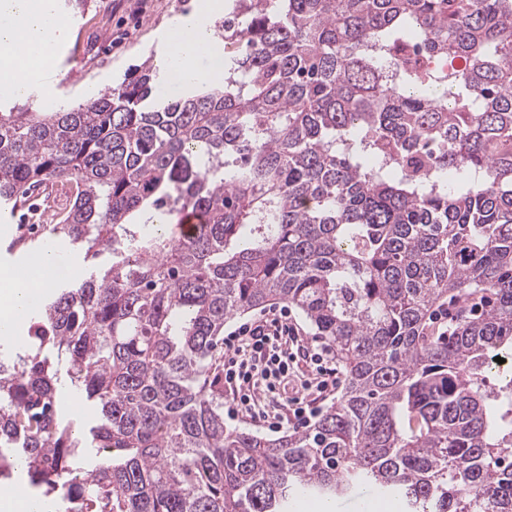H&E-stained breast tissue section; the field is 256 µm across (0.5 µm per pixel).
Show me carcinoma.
Here are the masks:
<instances>
[{
    "instance_id": "obj_1",
    "label": "carcinoma",
    "mask_w": 512,
    "mask_h": 512,
    "mask_svg": "<svg viewBox=\"0 0 512 512\" xmlns=\"http://www.w3.org/2000/svg\"><path fill=\"white\" fill-rule=\"evenodd\" d=\"M217 36L219 86L154 99L148 66L0 113V204L66 184L46 234L112 250L53 285L26 354L0 351V478L58 512H288L358 484L512 512V375L487 388L512 357V0H226ZM274 303L346 384L269 439L224 425L222 349ZM63 363L99 414L88 444Z\"/></svg>"
}]
</instances>
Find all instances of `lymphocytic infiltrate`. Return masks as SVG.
I'll use <instances>...</instances> for the list:
<instances>
[{
    "instance_id": "obj_1",
    "label": "lymphocytic infiltrate",
    "mask_w": 512,
    "mask_h": 512,
    "mask_svg": "<svg viewBox=\"0 0 512 512\" xmlns=\"http://www.w3.org/2000/svg\"><path fill=\"white\" fill-rule=\"evenodd\" d=\"M297 322L286 312L268 311L250 322L239 325L224 339V404L230 417H248L278 427L279 416L261 406L266 394L287 383L291 365L303 359L311 370V380L301 391L287 398L285 407L295 425L307 423L314 414L320 396L331 393L338 384L336 355L330 344L305 348L295 355L292 348L299 342Z\"/></svg>"
}]
</instances>
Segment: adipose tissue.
Returning a JSON list of instances; mask_svg holds the SVG:
<instances>
[{
	"instance_id": "1",
	"label": "adipose tissue",
	"mask_w": 512,
	"mask_h": 512,
	"mask_svg": "<svg viewBox=\"0 0 512 512\" xmlns=\"http://www.w3.org/2000/svg\"><path fill=\"white\" fill-rule=\"evenodd\" d=\"M222 8L223 0H204L193 24L181 20L171 27L165 60L180 83H223V57L208 58L204 67L199 64L205 56L199 32ZM63 28L53 0H0V94L20 97L29 76L49 69ZM51 264L50 255L42 254L27 268L0 272L1 337L10 335L13 324L48 289L44 270Z\"/></svg>"
}]
</instances>
